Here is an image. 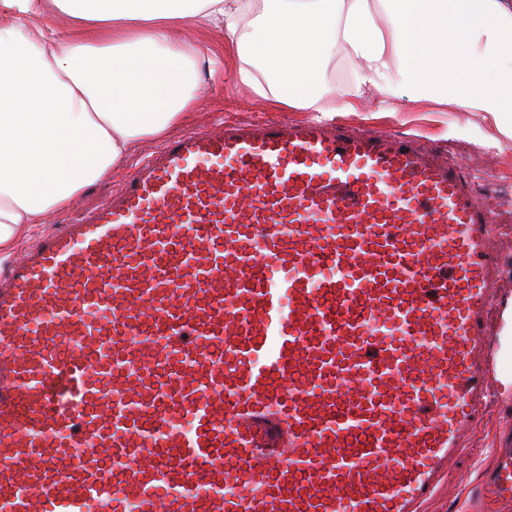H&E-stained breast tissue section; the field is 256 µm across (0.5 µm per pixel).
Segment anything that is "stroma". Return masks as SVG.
<instances>
[{
	"mask_svg": "<svg viewBox=\"0 0 512 512\" xmlns=\"http://www.w3.org/2000/svg\"><path fill=\"white\" fill-rule=\"evenodd\" d=\"M185 36L189 41L223 54L224 71L201 85L195 107L184 114L174 127V134L209 127L223 120L309 118L307 110L276 106L238 84L234 79L238 59L225 49L223 32L200 21L189 26ZM391 105V111H380L379 95L372 91L355 100L353 108L338 112L337 118L368 132L412 136L427 148L447 151L461 164L477 195L498 206L502 214L496 226L499 243L512 239V138L498 136L482 113L463 112L451 104L412 102L401 97L392 100ZM491 136L498 137V147L483 149L482 141ZM160 144L157 138L133 142L109 179L80 194L68 209L46 214L42 224L16 241L12 256L33 245L43 232L57 229L69 223L78 212L106 202L133 168ZM508 430H512V390L498 383L483 419L468 436L467 451L449 464L437 495L425 504L424 512H473L480 472L490 464L491 451L499 435Z\"/></svg>",
	"mask_w": 512,
	"mask_h": 512,
	"instance_id": "1",
	"label": "stroma"
}]
</instances>
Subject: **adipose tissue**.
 <instances>
[{"label": "adipose tissue", "mask_w": 512, "mask_h": 512, "mask_svg": "<svg viewBox=\"0 0 512 512\" xmlns=\"http://www.w3.org/2000/svg\"><path fill=\"white\" fill-rule=\"evenodd\" d=\"M55 2L70 26L45 20L43 0H0L21 23L0 27V253L194 106L223 68L173 35L199 19L238 55L236 81L272 103L333 117L337 91L315 73L339 43L356 63L353 97L432 101L459 68L451 103L512 138V0ZM31 89L50 111H35Z\"/></svg>", "instance_id": "adipose-tissue-1"}]
</instances>
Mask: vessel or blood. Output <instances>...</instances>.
I'll return each instance as SVG.
<instances>
[{"label":"vessel or blood","mask_w":512,"mask_h":512,"mask_svg":"<svg viewBox=\"0 0 512 512\" xmlns=\"http://www.w3.org/2000/svg\"><path fill=\"white\" fill-rule=\"evenodd\" d=\"M495 222L409 137L170 139L0 274V512H421L492 398Z\"/></svg>","instance_id":"obj_1"}]
</instances>
